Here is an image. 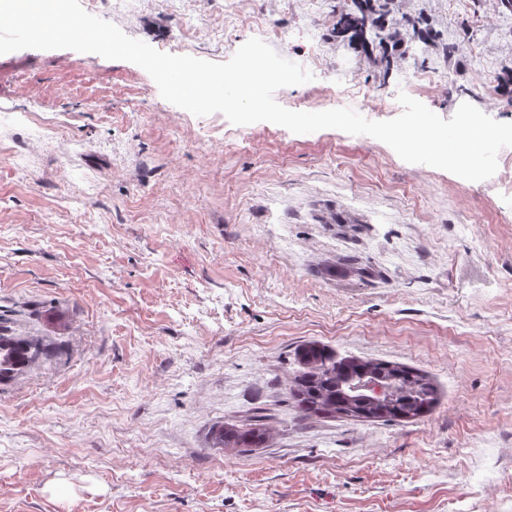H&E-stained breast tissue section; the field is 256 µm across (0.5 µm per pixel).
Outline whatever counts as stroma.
I'll return each mask as SVG.
<instances>
[{
    "mask_svg": "<svg viewBox=\"0 0 512 512\" xmlns=\"http://www.w3.org/2000/svg\"><path fill=\"white\" fill-rule=\"evenodd\" d=\"M126 35L224 62L256 37L312 74L295 111L382 121L406 92L442 118L512 122V12L394 0L365 54L353 0H81ZM472 182L337 129L197 117L122 60L0 55V315L51 359L0 382V512H512V147ZM428 373L408 422L305 417L296 350ZM272 438L213 427L255 408ZM355 1H357L355 8L342 10L337 15L336 30L339 34H350L358 40L365 53L372 52L374 48L388 41L392 36L391 30L395 27L411 29L414 36L424 45L437 38L436 33L422 26L424 24L422 18L390 16L391 0ZM266 417L255 412L244 425L224 423L213 428L211 447L224 449L262 448L271 437Z\"/></svg>",
    "mask_w": 512,
    "mask_h": 512,
    "instance_id": "obj_1",
    "label": "stroma"
}]
</instances>
